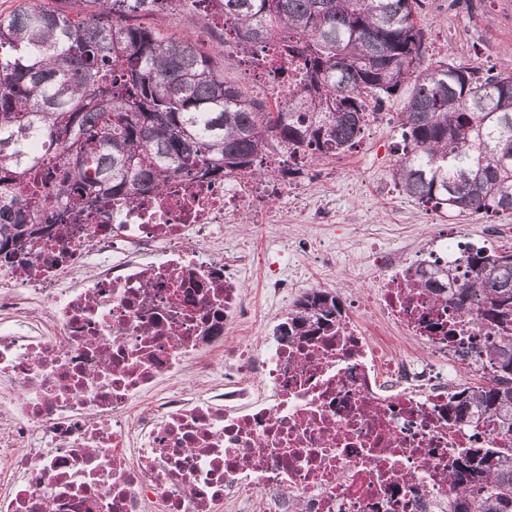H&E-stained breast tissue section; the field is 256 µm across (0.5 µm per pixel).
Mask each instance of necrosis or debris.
Segmentation results:
<instances>
[{
    "instance_id": "4bbe7bcc",
    "label": "necrosis or debris",
    "mask_w": 512,
    "mask_h": 512,
    "mask_svg": "<svg viewBox=\"0 0 512 512\" xmlns=\"http://www.w3.org/2000/svg\"><path fill=\"white\" fill-rule=\"evenodd\" d=\"M249 185L181 177L0 259V512H448L459 456L512 455L495 416L448 414L461 373L492 374L486 330L406 286L441 235L378 250L369 293L287 341L295 281L267 275L265 316L254 252L224 257L225 221L269 208ZM267 266V260L262 259L259 263L240 273V278L248 292L259 299L261 298V289L268 269Z\"/></svg>"
}]
</instances>
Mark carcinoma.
I'll return each mask as SVG.
<instances>
[{"label":"carcinoma","mask_w":512,"mask_h":512,"mask_svg":"<svg viewBox=\"0 0 512 512\" xmlns=\"http://www.w3.org/2000/svg\"><path fill=\"white\" fill-rule=\"evenodd\" d=\"M92 2L74 17L46 0L0 14V255L180 176L285 177L263 172L272 139L291 158L342 154L367 122L366 98L410 81L395 186L437 211H512V74L422 66L417 0H193L224 17V39L243 53L281 44L273 77L291 66L301 80L279 112L227 82L194 37L127 21L181 12L183 0ZM409 278L496 333L485 349L495 371L456 392L454 411L462 422L491 414L512 433V252L467 248ZM340 316L339 297L313 289L288 312V335L309 339ZM451 483L449 512H512V458L471 448Z\"/></svg>","instance_id":"1"}]
</instances>
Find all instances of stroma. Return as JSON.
Here are the masks:
<instances>
[{
    "label": "stroma",
    "instance_id": "stroma-1",
    "mask_svg": "<svg viewBox=\"0 0 512 512\" xmlns=\"http://www.w3.org/2000/svg\"><path fill=\"white\" fill-rule=\"evenodd\" d=\"M423 37V60L433 64L447 59L466 65L480 76L512 72V0H421L416 16ZM137 24L165 35L194 34L199 48L223 62L225 80L247 94L272 104L270 88L248 73V64L233 42L224 38V21L205 9L193 13L155 12L140 15ZM410 95L402 89L391 101L370 103V115L360 141L351 150L298 166L290 180L299 197H272L267 224L254 226L251 218L238 219L224 234V252L246 246L262 252L268 236L281 238L280 246L303 289L322 287L351 297L372 284L375 272L368 256L375 248H393L404 241H423L438 227L459 228L460 240L494 252L512 248V212L493 215L448 216L403 195L391 177L402 154V130L397 115ZM501 225L499 235L489 225ZM336 253V266L324 268L321 247Z\"/></svg>",
    "mask_w": 512,
    "mask_h": 512
}]
</instances>
